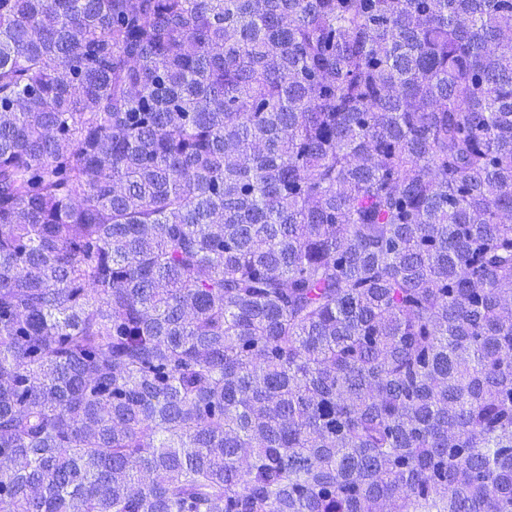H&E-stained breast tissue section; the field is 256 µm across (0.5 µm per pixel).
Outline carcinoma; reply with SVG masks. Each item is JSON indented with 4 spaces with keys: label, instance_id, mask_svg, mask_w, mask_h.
Instances as JSON below:
<instances>
[{
    "label": "carcinoma",
    "instance_id": "1",
    "mask_svg": "<svg viewBox=\"0 0 512 512\" xmlns=\"http://www.w3.org/2000/svg\"><path fill=\"white\" fill-rule=\"evenodd\" d=\"M0 512H512V0H0Z\"/></svg>",
    "mask_w": 512,
    "mask_h": 512
}]
</instances>
